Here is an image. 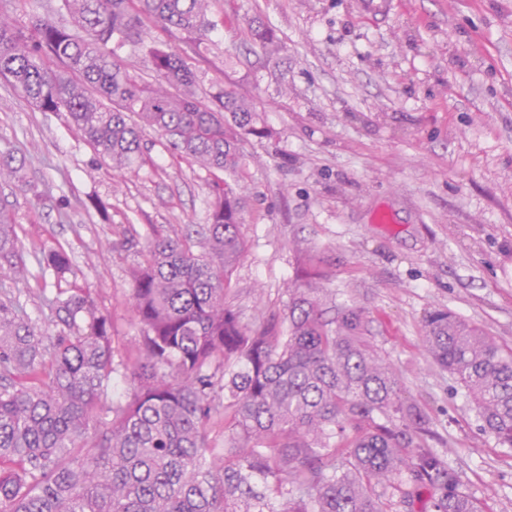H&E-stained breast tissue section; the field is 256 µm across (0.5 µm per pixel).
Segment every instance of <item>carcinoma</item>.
<instances>
[{
    "label": "carcinoma",
    "mask_w": 512,
    "mask_h": 512,
    "mask_svg": "<svg viewBox=\"0 0 512 512\" xmlns=\"http://www.w3.org/2000/svg\"><path fill=\"white\" fill-rule=\"evenodd\" d=\"M213 2L63 0L70 27L34 16L20 28L0 11V76L42 111L65 113L113 171L142 158L149 128L214 177L208 223L153 230L133 271L135 387L101 429L90 431L114 372L110 317L81 288L49 301L51 331L0 300V512H264L256 477L288 484L282 512H411L424 490L433 512H483L428 444L429 420L402 397L367 336L366 312L338 305L324 317L333 293L318 285L320 272L304 268L288 286L285 328L275 316L251 327L224 301L246 250L242 195L230 179L245 167L241 142L269 133L226 88L199 100L196 72L174 51L148 49L167 89L116 58L150 23L202 37ZM252 39L268 56L279 50L265 28ZM24 162L0 157V177L18 176ZM18 243L1 209V277L25 279ZM44 261L60 277L71 269L61 250ZM422 342L480 431L512 448V349L446 309L425 318ZM221 407L217 455L207 425Z\"/></svg>",
    "instance_id": "cac0c4a2"
}]
</instances>
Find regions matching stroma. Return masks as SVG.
Instances as JSON below:
<instances>
[{"instance_id": "obj_1", "label": "stroma", "mask_w": 512, "mask_h": 512, "mask_svg": "<svg viewBox=\"0 0 512 512\" xmlns=\"http://www.w3.org/2000/svg\"><path fill=\"white\" fill-rule=\"evenodd\" d=\"M219 0L203 40L149 25L119 54L155 82L163 43L197 73L205 97L233 87L270 132L242 142L241 230L248 244L225 298L243 322L279 315L300 256L338 303L368 311L377 351L404 397L430 419L443 452L485 512H512V449L482 433L453 381L426 357L425 317L448 309L512 348V0ZM282 46L252 52L255 25ZM143 162L115 173L66 121L0 78V155L26 151L24 180L0 179L35 283L0 280L33 323H50L61 281L43 251L68 253L65 282L112 319L114 368L101 421L133 389L131 272L149 228L207 221L211 175L145 130Z\"/></svg>"}]
</instances>
